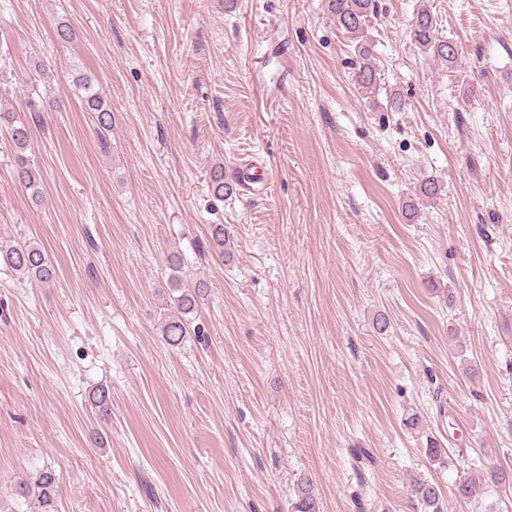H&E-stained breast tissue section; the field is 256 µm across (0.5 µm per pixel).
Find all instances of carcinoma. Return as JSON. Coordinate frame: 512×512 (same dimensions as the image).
Masks as SVG:
<instances>
[{"mask_svg":"<svg viewBox=\"0 0 512 512\" xmlns=\"http://www.w3.org/2000/svg\"><path fill=\"white\" fill-rule=\"evenodd\" d=\"M327 9L345 33L354 41L363 38L364 29L369 19L378 16L379 0H327ZM437 21L427 9L417 11L411 22V37L414 43L426 55L438 59L448 65L457 62L458 48L454 41L438 36ZM359 55L365 63L355 73V81L366 89L377 84V72L369 63L370 49L366 43L359 46ZM86 109L97 114L99 128L107 130L112 126V110L106 101L97 93L89 94L85 99ZM10 138L16 148L15 163L18 181L27 188H35L41 180L37 170L25 155L30 145V128L19 122L10 125ZM209 184L213 195L217 198L230 193L232 186L224 181V165L216 164L209 170ZM230 242L227 228L222 224L211 225L210 246L213 252L224 258L230 254ZM0 264L15 271L27 281L46 286L56 279V269L47 253L36 242L17 245L0 244ZM170 270L174 275L169 280V290L174 292L170 297L169 313L162 326L163 339L170 345H179L184 339L194 334L200 335V328H191V317L197 313L200 300L206 296L208 286L199 280L195 284L184 287L178 272L181 269V258L173 255L169 259ZM90 403L98 415L109 416L111 407L109 395L101 388L92 394ZM59 477L52 469H45L30 478H21L15 484L16 500L31 505V512H57L56 496ZM512 484V474L501 469H492L481 473V477H466L454 488V496L458 503H467L484 493L489 485ZM412 502L418 512H444L443 495L440 488L422 478L412 477L408 485ZM299 500L295 503L296 512H319V506L312 483L309 480L300 482L298 486Z\"/></svg>","mask_w":512,"mask_h":512,"instance_id":"1","label":"carcinoma"}]
</instances>
